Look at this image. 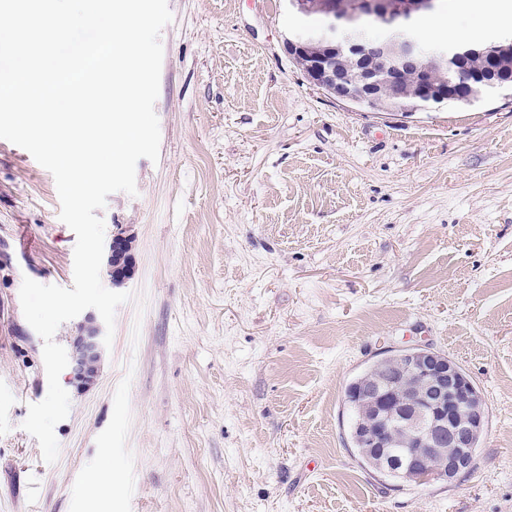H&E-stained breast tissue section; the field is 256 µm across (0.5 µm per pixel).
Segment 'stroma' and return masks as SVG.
<instances>
[{
	"label": "stroma",
	"instance_id": "stroma-1",
	"mask_svg": "<svg viewBox=\"0 0 512 512\" xmlns=\"http://www.w3.org/2000/svg\"><path fill=\"white\" fill-rule=\"evenodd\" d=\"M168 5L159 157L101 212L134 235L136 299L52 465L21 427L48 381L19 291L71 287L76 235L0 140V512H512V96L364 110L289 54L286 0ZM418 344L485 401L451 485L384 479L348 435V383Z\"/></svg>",
	"mask_w": 512,
	"mask_h": 512
}]
</instances>
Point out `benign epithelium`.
Masks as SVG:
<instances>
[{
	"instance_id": "7a95c632",
	"label": "benign epithelium",
	"mask_w": 512,
	"mask_h": 512,
	"mask_svg": "<svg viewBox=\"0 0 512 512\" xmlns=\"http://www.w3.org/2000/svg\"><path fill=\"white\" fill-rule=\"evenodd\" d=\"M301 13L320 10L329 23L311 41L295 35L288 39L290 54L300 62L310 82L331 97L374 111L419 112L430 103H440L466 93L465 102L475 104L490 91L493 66L512 58V42L494 49L464 52L486 63L473 71L461 55L448 54L445 41L436 45L428 62H420L421 44L408 31L393 32L383 41L364 40L356 33V14L382 21L391 12L419 13L433 0H289ZM457 64L446 84L433 81L434 66ZM419 73V82L404 86L407 71ZM132 235L120 227L106 248L110 283L121 287L130 279ZM105 351L104 332L91 315L79 325L70 360L71 383L79 392L97 382ZM397 389L373 388L376 426L360 431V443L379 454V464L400 477L420 480L429 473L440 481L454 483L468 471L474 452V437L483 431L485 407L479 391L456 362L430 349L414 346L401 350ZM388 435H401L406 451L391 452Z\"/></svg>"
}]
</instances>
